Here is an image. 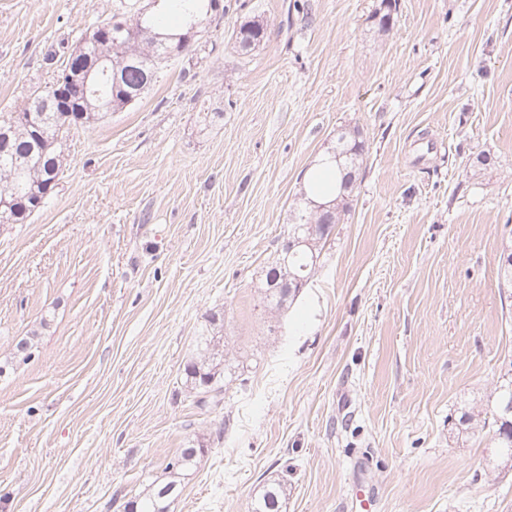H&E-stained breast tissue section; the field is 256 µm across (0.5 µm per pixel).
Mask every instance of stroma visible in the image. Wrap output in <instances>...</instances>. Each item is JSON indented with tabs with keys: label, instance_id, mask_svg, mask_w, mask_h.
<instances>
[{
	"label": "stroma",
	"instance_id": "obj_1",
	"mask_svg": "<svg viewBox=\"0 0 512 512\" xmlns=\"http://www.w3.org/2000/svg\"><path fill=\"white\" fill-rule=\"evenodd\" d=\"M223 0L132 107L71 131L59 186L0 224V500L125 512L203 447L169 512H512L492 428L451 433L512 360V0ZM120 0H0V113ZM261 16L246 55L234 24ZM366 155L348 214L282 314L261 285L340 127ZM224 314L233 379L183 369ZM29 339L32 357L16 344ZM286 497V487L281 481L274 482L263 490L261 497L258 499L255 512H273L279 511L281 498Z\"/></svg>",
	"mask_w": 512,
	"mask_h": 512
}]
</instances>
